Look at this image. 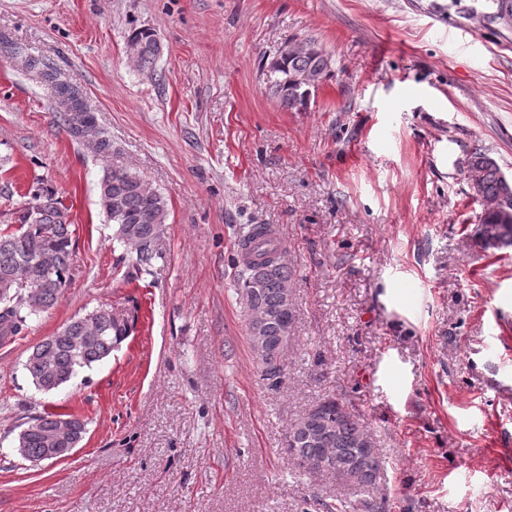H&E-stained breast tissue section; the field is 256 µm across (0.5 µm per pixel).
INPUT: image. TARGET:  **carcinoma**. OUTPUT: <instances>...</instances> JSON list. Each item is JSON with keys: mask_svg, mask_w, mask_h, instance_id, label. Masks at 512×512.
<instances>
[{"mask_svg": "<svg viewBox=\"0 0 512 512\" xmlns=\"http://www.w3.org/2000/svg\"><path fill=\"white\" fill-rule=\"evenodd\" d=\"M137 40L139 67L156 71L161 54L156 35L145 29L133 34ZM38 79L55 88V103L68 134L92 153L112 154V141L98 126L83 96L53 71L31 64ZM331 71V58L314 42L290 46L271 67V89L280 104L291 112L306 109L311 90ZM465 176L475 180L474 198L483 202L479 222L494 231L492 247H512V223L500 224L503 209L512 211V180L481 147L472 148L464 159ZM99 206L112 225V239L131 254L132 267L148 273L162 258L156 242L164 231L168 204L129 169L112 165L103 170L98 182ZM31 201L15 211L14 223L0 229V340H11L25 333L28 320L55 304L68 281L72 260L73 230L66 207L54 191L39 179L29 190ZM269 225L248 224L240 236L238 264L239 295L250 293L251 302L267 315L264 336L267 351L255 353L270 385L280 383L283 365L278 347L283 327L292 325L293 309H284L292 269L280 244L268 238ZM128 319L106 306L70 319L54 334L33 347L25 369L33 386L44 393L69 383L83 369L109 358L112 351L130 335ZM88 432L87 421L72 413L46 412L21 424L14 451L24 460L56 461L53 448L82 443ZM287 452L297 464L322 462V469L311 473L333 479L353 488L376 484L384 468L379 449L366 427L354 419L333 395H326L290 425Z\"/></svg>", "mask_w": 512, "mask_h": 512, "instance_id": "obj_1", "label": "carcinoma"}]
</instances>
